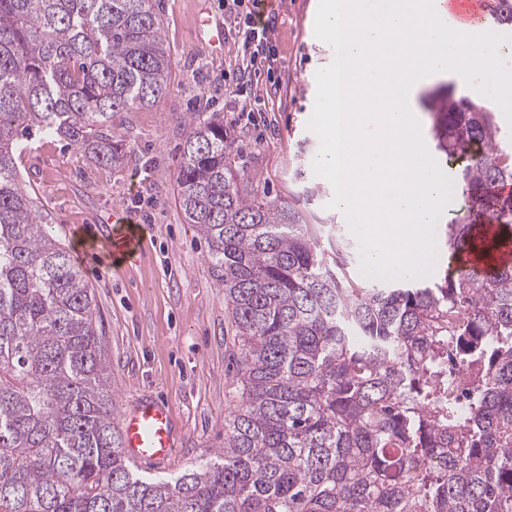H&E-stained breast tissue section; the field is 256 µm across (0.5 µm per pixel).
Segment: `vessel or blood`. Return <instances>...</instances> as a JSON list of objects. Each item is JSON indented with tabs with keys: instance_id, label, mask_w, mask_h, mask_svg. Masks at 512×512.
Returning a JSON list of instances; mask_svg holds the SVG:
<instances>
[{
	"instance_id": "obj_1",
	"label": "vessel or blood",
	"mask_w": 512,
	"mask_h": 512,
	"mask_svg": "<svg viewBox=\"0 0 512 512\" xmlns=\"http://www.w3.org/2000/svg\"><path fill=\"white\" fill-rule=\"evenodd\" d=\"M494 0H440L439 15L451 28L469 34L486 32ZM141 234L127 227L112 238V264L119 267L138 252ZM123 450L139 463L160 464L176 451V424L170 411L155 398H142L120 418Z\"/></svg>"
}]
</instances>
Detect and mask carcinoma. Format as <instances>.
<instances>
[{"label": "carcinoma", "instance_id": "obj_1", "mask_svg": "<svg viewBox=\"0 0 512 512\" xmlns=\"http://www.w3.org/2000/svg\"><path fill=\"white\" fill-rule=\"evenodd\" d=\"M161 0H0V512H512V264L430 284L361 285L314 223L320 186L270 199L232 167L224 122L187 119L176 202L208 242L239 348L224 447L181 476L122 453L97 304L20 179L38 131L98 165L125 158L112 119L155 107L172 61ZM490 22L512 29V0ZM459 162L453 255L512 243V146L497 108L431 107ZM492 219L497 232L476 229ZM478 377L464 395L453 373Z\"/></svg>", "mask_w": 512, "mask_h": 512}]
</instances>
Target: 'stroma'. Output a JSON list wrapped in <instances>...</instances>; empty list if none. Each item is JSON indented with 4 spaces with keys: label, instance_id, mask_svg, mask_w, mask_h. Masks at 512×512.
<instances>
[{
    "label": "stroma",
    "instance_id": "stroma-1",
    "mask_svg": "<svg viewBox=\"0 0 512 512\" xmlns=\"http://www.w3.org/2000/svg\"><path fill=\"white\" fill-rule=\"evenodd\" d=\"M319 0H270L276 62L257 65L246 99L255 111L229 113L240 70L245 26L224 0H161L163 38L172 59L168 91L155 107L120 113L114 129L126 153L118 167L95 165L54 136L25 139L17 165L41 209L42 223L67 247L92 288L109 360L116 411L143 395L162 399L178 424L181 444L164 465L139 466L147 477L174 478L224 445V421L237 396L236 350L224 289L206 240L185 223L175 201L186 118L218 113L231 134L234 167L260 179L272 196L290 200L298 148L319 140L308 127L316 73L332 48L317 39ZM222 27V46L212 30ZM142 224L139 254L112 268L104 248L113 210Z\"/></svg>",
    "mask_w": 512,
    "mask_h": 512
}]
</instances>
